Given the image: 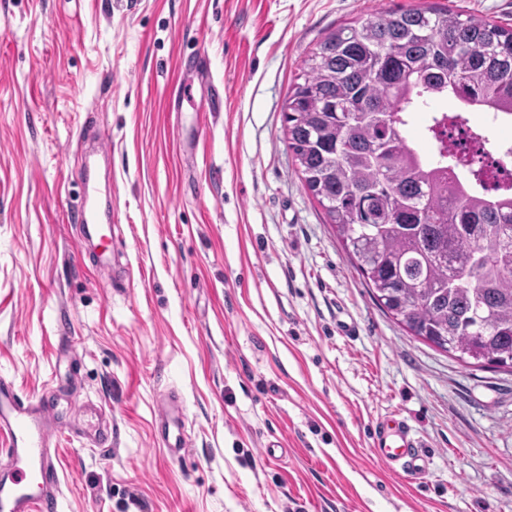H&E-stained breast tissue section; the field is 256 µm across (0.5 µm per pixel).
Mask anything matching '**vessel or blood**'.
Instances as JSON below:
<instances>
[{
	"label": "vessel or blood",
	"mask_w": 512,
	"mask_h": 512,
	"mask_svg": "<svg viewBox=\"0 0 512 512\" xmlns=\"http://www.w3.org/2000/svg\"><path fill=\"white\" fill-rule=\"evenodd\" d=\"M160 412L170 419L175 444L183 442L185 415L177 397H168ZM53 432L47 406L19 396L10 381L0 379V434L6 435L15 474L0 479V512H58L57 470L48 452ZM373 453L386 467L417 477L427 470L417 441L401 418L378 423Z\"/></svg>",
	"instance_id": "vessel-or-blood-1"
}]
</instances>
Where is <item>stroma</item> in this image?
I'll return each instance as SVG.
<instances>
[{"label": "stroma", "mask_w": 512, "mask_h": 512, "mask_svg": "<svg viewBox=\"0 0 512 512\" xmlns=\"http://www.w3.org/2000/svg\"><path fill=\"white\" fill-rule=\"evenodd\" d=\"M425 2L0 0V376L53 406L60 512H512V373L376 305L284 135L330 30ZM434 2L512 27V0ZM393 413L418 479L372 452ZM160 413L170 419L173 434H174V444H169L170 447L175 449H179L182 446L183 442V427L185 415L183 411V407L178 398L173 395L169 396L160 407Z\"/></svg>", "instance_id": "stroma-1"}]
</instances>
